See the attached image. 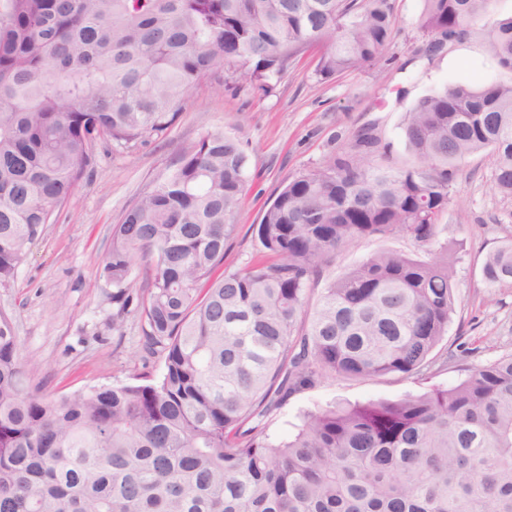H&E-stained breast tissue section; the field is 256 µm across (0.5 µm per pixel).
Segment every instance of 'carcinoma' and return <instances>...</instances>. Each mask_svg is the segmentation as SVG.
I'll return each instance as SVG.
<instances>
[{"label": "carcinoma", "instance_id": "carcinoma-1", "mask_svg": "<svg viewBox=\"0 0 512 512\" xmlns=\"http://www.w3.org/2000/svg\"><path fill=\"white\" fill-rule=\"evenodd\" d=\"M490 2L423 0L425 54L466 40ZM394 24L391 0H0V288L97 144L163 135L219 68L263 95L310 49L325 80L362 71ZM484 50L512 74V15L487 22ZM403 135L402 165L364 126L292 176L256 226L260 256L233 271L246 156L222 132L186 146L103 259L112 325L137 299L157 378L33 393L0 313V512H512V353L446 388L318 405L287 436L267 433L329 378L432 372L459 286L440 241L448 188L483 152L512 196V80L426 92ZM390 233L425 255L380 251L324 279L343 249ZM481 272L512 283V239Z\"/></svg>", "mask_w": 512, "mask_h": 512}]
</instances>
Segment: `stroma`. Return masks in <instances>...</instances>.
Returning a JSON list of instances; mask_svg holds the SVG:
<instances>
[{
  "label": "stroma",
  "mask_w": 512,
  "mask_h": 512,
  "mask_svg": "<svg viewBox=\"0 0 512 512\" xmlns=\"http://www.w3.org/2000/svg\"><path fill=\"white\" fill-rule=\"evenodd\" d=\"M392 3V40L380 61L364 71L325 82L309 53L289 63L266 97L247 86H226L219 72L190 94L164 135L132 148L97 146L74 202L58 210L54 223L33 242L11 286L0 288V312L14 325L29 389L59 397L128 383L137 373H162V360L142 348L143 326L135 315L113 326L112 286L103 274V257L112 226L125 208L160 179L189 143L221 131L237 138L246 155L247 190L224 257L225 269L237 270L255 257L252 227L261 222L268 202L289 177L322 162L368 124L375 126L394 159L406 160L402 127L417 97L465 76L500 77L476 32L426 57L422 48L427 38L418 28L422 0ZM441 238L458 250L459 288L439 351L456 354L469 348L472 363L512 353V286L488 287L481 275L484 256L512 238V197L493 190L485 153L467 157L450 185ZM381 249L413 253L417 247L399 233L369 237L344 249L336 267L345 269ZM460 376L451 367L426 380H329L270 417V432L283 435L285 421L316 403L394 399L452 385Z\"/></svg>",
  "instance_id": "35a3bbf8"
}]
</instances>
